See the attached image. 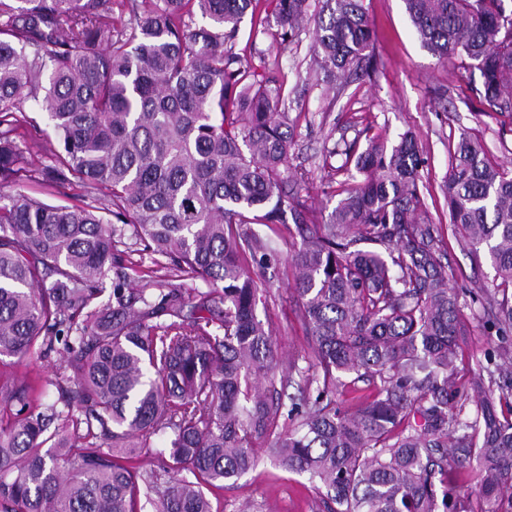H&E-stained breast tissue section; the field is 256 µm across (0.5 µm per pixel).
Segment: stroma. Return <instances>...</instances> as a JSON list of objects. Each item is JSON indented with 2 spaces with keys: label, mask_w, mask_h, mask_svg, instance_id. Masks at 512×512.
<instances>
[{
  "label": "stroma",
  "mask_w": 512,
  "mask_h": 512,
  "mask_svg": "<svg viewBox=\"0 0 512 512\" xmlns=\"http://www.w3.org/2000/svg\"><path fill=\"white\" fill-rule=\"evenodd\" d=\"M365 5L375 34L377 68L368 76H351L338 93L326 91L307 74L311 29H304L297 42L286 48L272 39L264 22L273 16V0H257L255 17L244 20L233 50L282 83L288 124L294 132L288 165L291 172L303 175L300 194L318 214L332 211L337 203L335 190L355 186L362 179L354 165L347 163L346 147L364 149L374 136L392 143L406 132L423 147V209L432 223L442 227L448 264L454 272L451 285L465 303L463 313L470 330L459 365L464 375L483 359L488 347L481 307L470 303L469 291L491 285L494 272L487 260H475L462 249L450 224L444 190L448 150L465 132L478 139L492 161H512V115L489 111L472 92L464 70L439 62L422 47L403 0H365ZM22 109L31 122L17 132L19 147L32 168L53 164L59 145L44 113L31 100L24 101ZM256 230L270 239L280 256L279 265L261 279L267 300L258 308L259 317L276 327L280 363L273 366L270 376L277 379L284 373L282 360L294 357L299 370L308 367L311 338L292 290L290 266L301 238L291 224L272 228L260 224ZM119 255L131 286L146 295H158L167 284L187 293L202 286L201 281L157 266L151 248L133 233H126ZM64 355L59 347L45 358L0 356V378H53ZM210 498L218 512H240L247 503L256 505L257 512H319L320 505L316 482L289 471L264 452L255 470L212 489Z\"/></svg>",
  "instance_id": "35a3bbf8"
}]
</instances>
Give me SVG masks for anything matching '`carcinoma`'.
I'll return each instance as SVG.
<instances>
[{"label": "carcinoma", "mask_w": 512, "mask_h": 512, "mask_svg": "<svg viewBox=\"0 0 512 512\" xmlns=\"http://www.w3.org/2000/svg\"><path fill=\"white\" fill-rule=\"evenodd\" d=\"M15 2L0 0V188L27 175L99 205L0 193V356L66 353L52 404L0 381V512H138L144 489L156 512H214L208 491L252 471L260 440L320 483L324 512H512V167L466 136L451 154L450 223L497 281L470 291L497 343L463 379L470 332L442 228L422 217V148L408 133L370 141L355 157L364 179L318 221L288 174L281 85L228 47L253 0H140L121 29L113 0ZM404 3L423 47L478 72L479 99L512 112L504 0ZM196 13L206 25L192 30ZM274 19L284 46L313 24L319 81L374 67L363 0H275ZM25 98L60 145L34 172L14 138ZM289 222L313 373L287 396L263 386L276 329L257 316L266 295L249 265L280 261L252 225ZM128 226L206 290L128 287ZM348 375L372 386L350 409L337 399ZM136 448L158 469L134 465ZM465 462L491 508L451 483Z\"/></svg>", "instance_id": "1"}]
</instances>
